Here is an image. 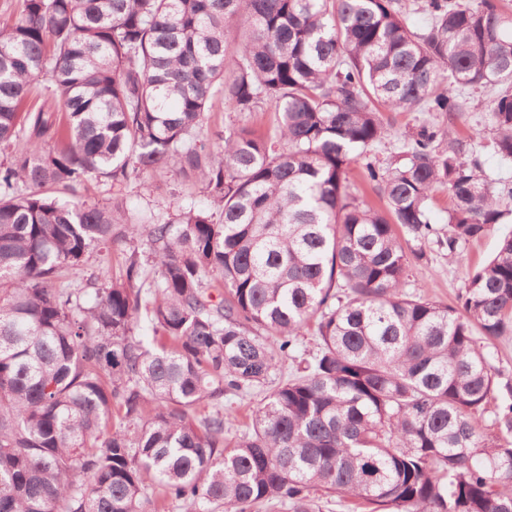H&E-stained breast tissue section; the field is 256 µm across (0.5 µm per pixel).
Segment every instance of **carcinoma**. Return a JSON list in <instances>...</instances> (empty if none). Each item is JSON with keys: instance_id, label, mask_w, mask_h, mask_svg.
I'll list each match as a JSON object with an SVG mask.
<instances>
[{"instance_id": "obj_1", "label": "carcinoma", "mask_w": 512, "mask_h": 512, "mask_svg": "<svg viewBox=\"0 0 512 512\" xmlns=\"http://www.w3.org/2000/svg\"><path fill=\"white\" fill-rule=\"evenodd\" d=\"M10 0L0 13V512H512V237L455 306L408 291L512 216L501 0ZM491 92L488 145L453 130ZM220 101L273 128L207 126ZM432 112L384 168L383 112ZM364 172L379 208L353 193ZM170 171L141 223L122 190ZM112 185V202L80 190ZM448 193V228L432 222ZM125 243L115 279L93 257ZM79 270L78 286L63 282ZM316 348L297 360L300 337ZM299 361L281 377L286 360ZM263 394L224 434V397ZM496 402L487 432L483 416Z\"/></svg>"}]
</instances>
